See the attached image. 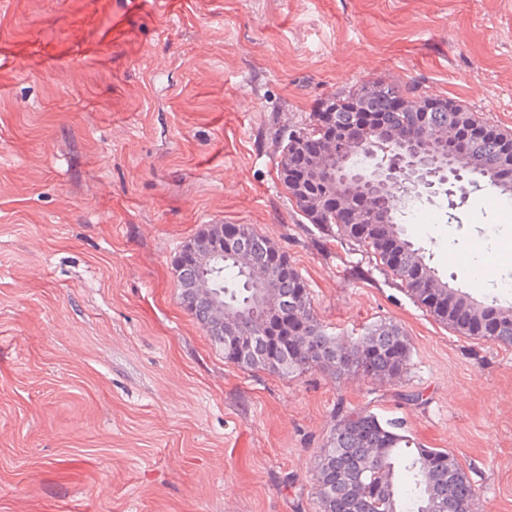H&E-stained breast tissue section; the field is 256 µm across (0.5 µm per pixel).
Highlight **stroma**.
I'll list each match as a JSON object with an SVG mask.
<instances>
[{
    "label": "stroma",
    "instance_id": "obj_1",
    "mask_svg": "<svg viewBox=\"0 0 512 512\" xmlns=\"http://www.w3.org/2000/svg\"><path fill=\"white\" fill-rule=\"evenodd\" d=\"M378 76L512 129V0H0V512H319L341 406L403 418L475 512H512V347L304 223L265 142ZM218 219L278 244L339 342L397 323L401 377L226 362L172 268ZM404 229L450 284L512 303V204L438 183Z\"/></svg>",
    "mask_w": 512,
    "mask_h": 512
}]
</instances>
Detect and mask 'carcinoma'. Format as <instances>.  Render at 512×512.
Returning <instances> with one entry per match:
<instances>
[{"instance_id": "cac0c4a2", "label": "carcinoma", "mask_w": 512, "mask_h": 512, "mask_svg": "<svg viewBox=\"0 0 512 512\" xmlns=\"http://www.w3.org/2000/svg\"><path fill=\"white\" fill-rule=\"evenodd\" d=\"M333 112H311L288 132L271 124L268 136L282 185L301 216L331 237L362 248L405 294L461 336L512 346V306L480 301L452 287L422 247L404 234L395 194L362 199L334 177L336 155L353 144L370 148L384 135L400 149L415 142L453 156L455 169L512 199V130L491 125L453 98L431 96L413 81L365 80L330 95ZM243 251L216 260L221 240ZM178 252L179 298L196 285V309L186 311L224 360L249 372L290 375L320 370L334 377L357 373L378 381L403 373L408 340L381 321L341 344L314 315L312 297L288 256L250 224H209ZM224 324L215 336L210 326ZM275 336L266 356L246 359L252 337ZM409 484L401 486V476ZM319 512H473L475 489L465 471L440 448H424L398 417L367 409L340 411L317 455Z\"/></svg>"}]
</instances>
